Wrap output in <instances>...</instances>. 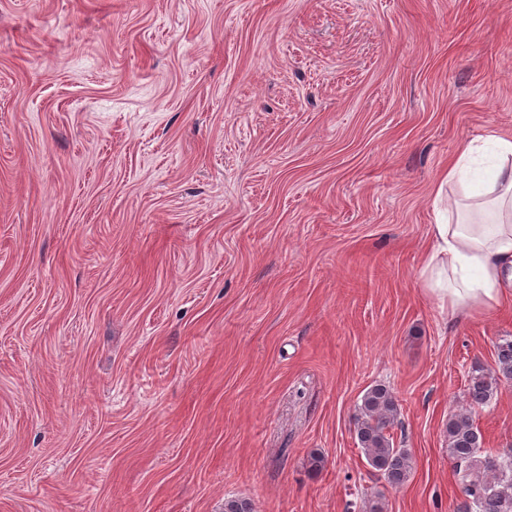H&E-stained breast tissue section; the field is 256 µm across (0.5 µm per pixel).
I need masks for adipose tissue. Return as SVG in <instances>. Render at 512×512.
Instances as JSON below:
<instances>
[{"instance_id":"1","label":"adipose tissue","mask_w":512,"mask_h":512,"mask_svg":"<svg viewBox=\"0 0 512 512\" xmlns=\"http://www.w3.org/2000/svg\"><path fill=\"white\" fill-rule=\"evenodd\" d=\"M491 162L474 169L478 145L461 143L442 176L455 188L429 232L422 274L429 293L451 311L496 310L512 302V137L488 131Z\"/></svg>"}]
</instances>
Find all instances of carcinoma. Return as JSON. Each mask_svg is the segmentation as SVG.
Returning a JSON list of instances; mask_svg holds the SVG:
<instances>
[{"label":"carcinoma","mask_w":512,"mask_h":512,"mask_svg":"<svg viewBox=\"0 0 512 512\" xmlns=\"http://www.w3.org/2000/svg\"><path fill=\"white\" fill-rule=\"evenodd\" d=\"M502 380L512 381V337L496 344L494 368L472 367L466 386L468 407L448 415L445 424L448 459L461 489L456 512H512V454L484 452L482 434L472 419V410L489 405ZM398 417L393 391L376 384L363 394L355 421L359 448L392 487L405 484L414 468L410 450L395 446L391 437Z\"/></svg>","instance_id":"cac0c4a2"}]
</instances>
